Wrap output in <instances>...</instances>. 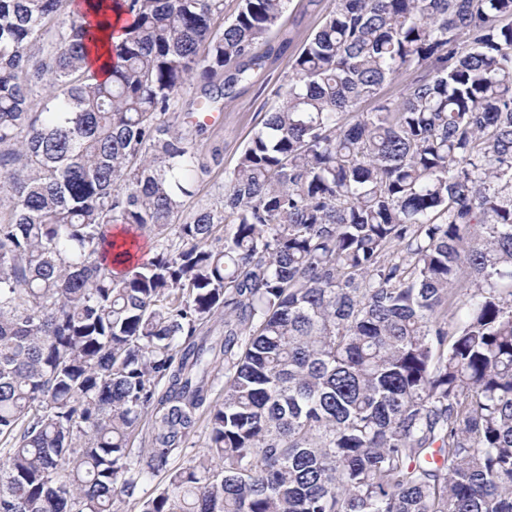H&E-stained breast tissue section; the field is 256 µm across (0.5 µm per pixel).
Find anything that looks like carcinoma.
I'll return each mask as SVG.
<instances>
[{"mask_svg":"<svg viewBox=\"0 0 512 512\" xmlns=\"http://www.w3.org/2000/svg\"><path fill=\"white\" fill-rule=\"evenodd\" d=\"M65 2L0 0V512H115L160 473L141 512H512V0H333L188 216L173 99L202 85V128L290 0ZM116 224L158 246L120 277ZM110 31L111 29H108L99 33L98 40L91 47L89 53L90 64L102 76L106 74V70L110 64ZM414 75V68L403 70L395 79L387 81L382 85L375 99L362 102L359 106V111L369 112L386 100L389 101L400 98ZM207 422L202 418L196 435L190 440L182 452L175 454L170 460V467L177 468L188 465L196 457L203 455L207 449Z\"/></svg>","mask_w":512,"mask_h":512,"instance_id":"carcinoma-1","label":"carcinoma"}]
</instances>
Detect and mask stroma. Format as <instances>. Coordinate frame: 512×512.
<instances>
[{
  "mask_svg": "<svg viewBox=\"0 0 512 512\" xmlns=\"http://www.w3.org/2000/svg\"><path fill=\"white\" fill-rule=\"evenodd\" d=\"M331 7L332 0H291L278 25L258 45V53L265 56L263 69L256 71L250 82L235 87L232 96L224 101L222 122L206 126L194 141L203 156L211 147H222L224 161L222 167L213 169L206 181L199 184L195 196L186 200V212L201 206H220L227 171L235 166L265 112L277 106L294 55L320 27Z\"/></svg>",
  "mask_w": 512,
  "mask_h": 512,
  "instance_id": "stroma-1",
  "label": "stroma"
}]
</instances>
